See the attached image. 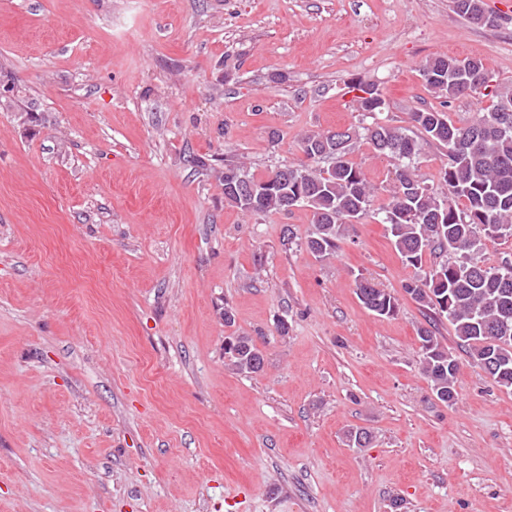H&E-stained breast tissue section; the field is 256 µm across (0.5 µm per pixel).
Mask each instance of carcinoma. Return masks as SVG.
<instances>
[{"label": "carcinoma", "mask_w": 512, "mask_h": 512, "mask_svg": "<svg viewBox=\"0 0 512 512\" xmlns=\"http://www.w3.org/2000/svg\"><path fill=\"white\" fill-rule=\"evenodd\" d=\"M449 61L444 55L430 58L421 76L444 104L472 94L490 98V107L470 122L455 125L443 111L417 109L411 113L415 131L410 135L374 120L385 99L377 84L359 79L348 89L366 93L354 96V102L371 123L309 131L300 141L303 160L261 177L226 159L222 176L225 204L244 214L308 208L314 230L305 246L320 260L333 256L354 224L370 217L386 226L398 256L416 269L404 291L428 310V321L417 330L420 366L443 403L457 396L459 364L437 338L442 319L453 327L473 364L499 387L512 390V260L486 266L473 259L481 238H512V111H505V105H512V89L492 84L478 59L476 69L451 75ZM421 139L446 149L447 162L435 185L416 173ZM360 142L392 161V186L380 204L377 188L349 159ZM432 253L444 259L423 267V258ZM356 295L380 317L394 315L399 306L398 298L368 281L357 283ZM224 355L242 374L259 373L265 366L264 354L250 336L226 337Z\"/></svg>", "instance_id": "carcinoma-1"}]
</instances>
